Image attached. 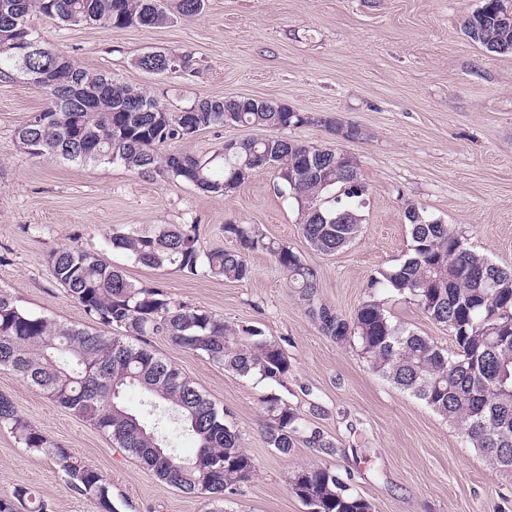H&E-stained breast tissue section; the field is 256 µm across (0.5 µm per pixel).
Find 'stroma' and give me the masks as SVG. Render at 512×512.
I'll return each mask as SVG.
<instances>
[{
	"label": "stroma",
	"mask_w": 512,
	"mask_h": 512,
	"mask_svg": "<svg viewBox=\"0 0 512 512\" xmlns=\"http://www.w3.org/2000/svg\"><path fill=\"white\" fill-rule=\"evenodd\" d=\"M482 0H208L204 15L159 27L65 26L33 17L40 37L85 69L139 86L177 110L197 98L250 97L359 128L355 140L311 124L285 138L331 145L356 158L368 187L364 228L346 249L312 251L297 206L279 195L270 171L233 195L214 197L190 183L144 178L119 164L39 158L18 129L44 104L23 79L0 81V287L20 306L83 328L91 322L58 286L48 256L63 247L97 254L172 301L231 324L261 326L291 362L283 398L308 428L334 445L324 452L299 434L292 453L267 447L261 425L269 384L226 372L167 337H149L157 356L223 410L256 463L253 478L224 501V512H308L290 482L305 466L340 476L372 512H512V470L492 464L424 402L373 371L354 346L324 336L285 274L265 253L253 276L230 282L177 269H152L112 248L113 232L194 224L203 249L229 247L224 224H251L301 253L319 275L322 303L349 315L366 299L378 269L404 259L411 237L404 212L456 225L474 249L512 265V54L487 52L466 37L464 18ZM149 50L188 53L191 74L155 75L136 65ZM227 126L197 132L177 149L199 156L225 141L263 136ZM394 321L451 351L448 330L413 303L386 297ZM0 394L34 427L100 471L117 512H214L209 495H189L157 479L111 438L0 368ZM29 488L50 512H96L52 460L0 429V498Z\"/></svg>",
	"instance_id": "35a3bbf8"
}]
</instances>
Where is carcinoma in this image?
Returning a JSON list of instances; mask_svg holds the SVG:
<instances>
[{"label": "carcinoma", "instance_id": "1", "mask_svg": "<svg viewBox=\"0 0 512 512\" xmlns=\"http://www.w3.org/2000/svg\"><path fill=\"white\" fill-rule=\"evenodd\" d=\"M205 5L206 0H0V80L20 74L45 97L39 117L19 130L20 143L33 156L121 164L140 176H167L216 197L233 194L273 161L279 165L274 190L296 203L310 248L323 255L345 249L361 233L368 189L350 176L343 152L276 134L226 142L206 159L168 149L209 128L242 125L278 132L322 118L232 97L198 98L173 112L161 98L89 71L48 44L26 58L18 47L21 36H37L31 25L35 16L70 25L156 27L196 17ZM505 11L503 0H482L463 20L464 34L490 53H512V23L502 19ZM136 64L157 75L192 72L190 56L165 50L145 52ZM405 219L410 256L377 270L366 284L368 298L348 316L319 302L314 266L251 224L225 222L224 237L234 242L230 249H201L194 224L115 232L110 243L153 269L173 266L195 276L202 267L213 278L236 282L252 278L251 254L268 253L322 334L354 345L372 370L424 401L490 460L508 452L502 467L512 469V266L476 252L464 231L428 218L415 205L406 208ZM48 263L56 283L99 329L29 313L0 288V368L106 433L158 479L186 494H207L222 503L249 482L256 463L224 412L159 358L147 337L162 334L226 371L286 390L291 364L282 345L258 326L229 324L204 309L171 301L159 286H138L86 250H55ZM381 291L415 304L448 330L456 351L394 322L377 297ZM132 337L140 344L130 342ZM130 388L145 393L152 408L173 413L196 441L194 456L179 455L167 431L125 406L123 395ZM263 403L265 442L288 456L302 418L275 393ZM0 428L51 456L72 489L92 501L97 512H116L104 476L53 444L2 394ZM291 490L309 512H371L370 503L327 468L297 470ZM17 503L30 505L29 512H48L26 487L17 488L9 500L0 499V512H17Z\"/></svg>", "mask_w": 512, "mask_h": 512}]
</instances>
